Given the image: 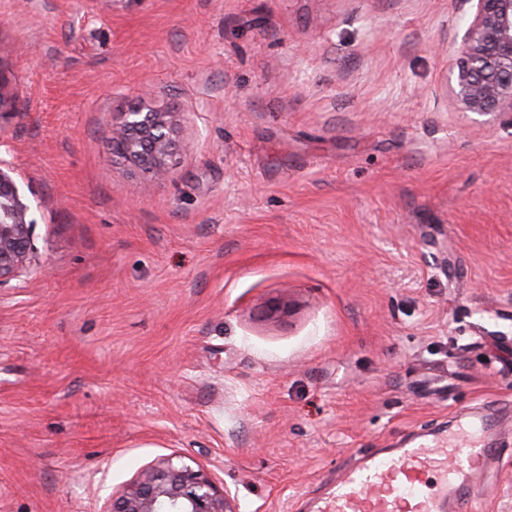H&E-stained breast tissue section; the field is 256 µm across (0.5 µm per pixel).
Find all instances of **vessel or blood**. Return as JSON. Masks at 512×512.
I'll return each mask as SVG.
<instances>
[{
  "mask_svg": "<svg viewBox=\"0 0 512 512\" xmlns=\"http://www.w3.org/2000/svg\"><path fill=\"white\" fill-rule=\"evenodd\" d=\"M491 451L485 419H461L447 437L414 440L349 469L314 512H451L479 496L478 462Z\"/></svg>",
  "mask_w": 512,
  "mask_h": 512,
  "instance_id": "obj_1",
  "label": "vessel or blood"
}]
</instances>
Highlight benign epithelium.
I'll return each mask as SVG.
<instances>
[{
    "mask_svg": "<svg viewBox=\"0 0 512 512\" xmlns=\"http://www.w3.org/2000/svg\"><path fill=\"white\" fill-rule=\"evenodd\" d=\"M476 2L449 72L453 100L466 112L512 113V0ZM180 113L143 105L115 112L112 158L133 165L144 183L163 179L179 147ZM37 206L11 163L0 158V286L33 260ZM105 512H236L228 491L201 469L167 459L144 469Z\"/></svg>",
    "mask_w": 512,
    "mask_h": 512,
    "instance_id": "7a95c632",
    "label": "benign epithelium"
}]
</instances>
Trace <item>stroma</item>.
Wrapping results in <instances>:
<instances>
[{"label": "stroma", "mask_w": 512, "mask_h": 512, "mask_svg": "<svg viewBox=\"0 0 512 512\" xmlns=\"http://www.w3.org/2000/svg\"><path fill=\"white\" fill-rule=\"evenodd\" d=\"M457 0H0L38 203L0 287V512H104L168 457L309 512L360 453L492 417L512 512V115L457 107ZM181 114L167 178L112 115Z\"/></svg>", "instance_id": "stroma-1"}]
</instances>
